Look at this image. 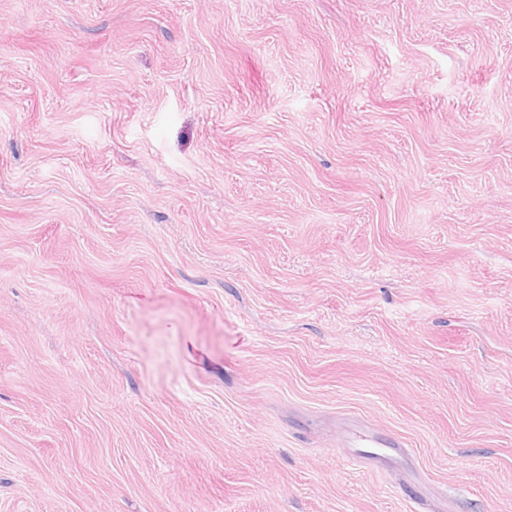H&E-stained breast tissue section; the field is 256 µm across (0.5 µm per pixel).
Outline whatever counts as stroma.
<instances>
[{"label":"stroma","instance_id":"stroma-1","mask_svg":"<svg viewBox=\"0 0 512 512\" xmlns=\"http://www.w3.org/2000/svg\"><path fill=\"white\" fill-rule=\"evenodd\" d=\"M0 512H512V0H0Z\"/></svg>","mask_w":512,"mask_h":512}]
</instances>
